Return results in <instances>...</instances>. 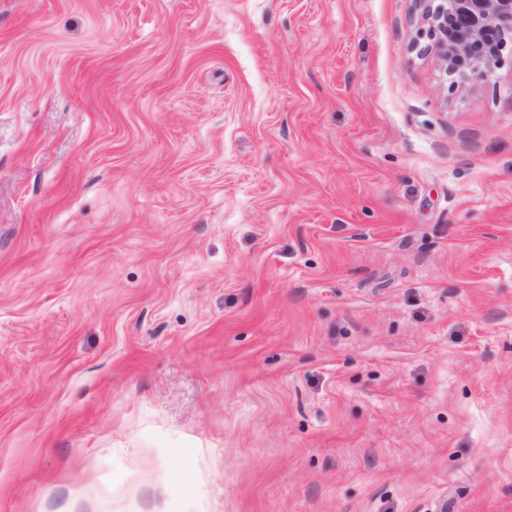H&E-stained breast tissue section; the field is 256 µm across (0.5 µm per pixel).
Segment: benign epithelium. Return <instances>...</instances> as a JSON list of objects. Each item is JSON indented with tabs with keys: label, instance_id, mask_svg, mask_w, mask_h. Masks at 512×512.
Instances as JSON below:
<instances>
[{
	"label": "benign epithelium",
	"instance_id": "1",
	"mask_svg": "<svg viewBox=\"0 0 512 512\" xmlns=\"http://www.w3.org/2000/svg\"><path fill=\"white\" fill-rule=\"evenodd\" d=\"M435 54L450 74L487 78L512 44V0H415Z\"/></svg>",
	"mask_w": 512,
	"mask_h": 512
}]
</instances>
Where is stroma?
I'll use <instances>...</instances> for the list:
<instances>
[{"label": "stroma", "mask_w": 512, "mask_h": 512, "mask_svg": "<svg viewBox=\"0 0 512 512\" xmlns=\"http://www.w3.org/2000/svg\"><path fill=\"white\" fill-rule=\"evenodd\" d=\"M414 0H0V512H512V57ZM434 41V53L450 74L488 78L512 44V0H415Z\"/></svg>", "instance_id": "1"}]
</instances>
